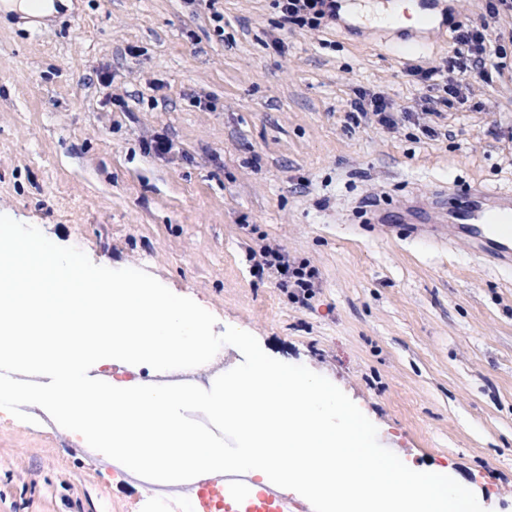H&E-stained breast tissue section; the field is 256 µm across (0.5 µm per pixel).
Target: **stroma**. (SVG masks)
<instances>
[{"mask_svg":"<svg viewBox=\"0 0 512 512\" xmlns=\"http://www.w3.org/2000/svg\"><path fill=\"white\" fill-rule=\"evenodd\" d=\"M446 5L427 28L315 39L275 0H58L38 36L0 15V213L147 271L215 333L249 330L338 386L400 459L512 512V269L368 221L440 187L512 191V77L466 89L452 51L457 24L505 35L512 18ZM430 65L435 85L410 73ZM363 92L409 119L363 116ZM269 242L317 269L308 303L253 268ZM143 497L61 426L0 414V512H145Z\"/></svg>","mask_w":512,"mask_h":512,"instance_id":"35a3bbf8","label":"stroma"}]
</instances>
